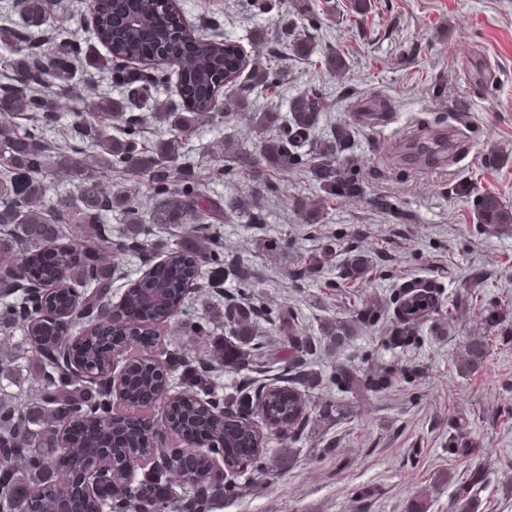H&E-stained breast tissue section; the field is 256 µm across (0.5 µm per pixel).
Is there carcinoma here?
I'll use <instances>...</instances> for the list:
<instances>
[{"label":"carcinoma","mask_w":512,"mask_h":512,"mask_svg":"<svg viewBox=\"0 0 512 512\" xmlns=\"http://www.w3.org/2000/svg\"><path fill=\"white\" fill-rule=\"evenodd\" d=\"M86 8L95 12L97 44H84L78 39L56 36L51 47L33 42L0 24V44L7 47L11 57L6 67L13 75L38 71L44 80L61 79L69 83L55 92L41 90L43 80L27 86L4 87L0 94V112L11 117L25 116L29 124L12 131L10 138L0 140V239L12 247L0 250V264L7 266L19 253L25 255L27 277L45 283L48 293L44 303L53 311L69 307L71 290L85 289L83 309L74 315L75 332L83 329L84 321L94 317L100 304L112 297V260H122L139 247V225L145 219L154 224H211L244 218L248 224H262L265 202L281 193L279 177L307 170L319 193L313 202L299 203L300 208L315 210L331 201L361 196L364 192L353 156L356 133L352 124L335 126L321 138L315 137L325 103L322 93L307 89L291 99L285 121L274 116L264 120L266 133L259 143L258 157L245 150L232 156L235 166L224 168L223 158L217 157L212 170L220 176L238 174L255 181L256 189L248 211L238 202L223 203L211 199L200 188L196 171L191 164L175 166L180 158L182 138L191 135L202 121L223 116L239 104L237 97L224 91L225 78L240 77L246 59L239 46L231 40L215 36H186L182 20L167 0H85ZM24 17L29 28L49 24L47 0H24ZM297 21L290 13L280 16L271 30V42L287 45L296 54L305 55L310 44L297 34ZM105 46L101 53L97 45ZM165 52L185 57L189 65L180 78L182 108L169 109L156 105L148 116L151 121L169 128L172 138L161 140L151 148L137 141L143 125L136 111L150 97L151 85L128 62L150 56L157 58ZM102 73L107 81L123 90V97L113 99L96 94L82 97V107L75 112L74 138L93 148L92 163L84 168L74 155L82 150L67 149L48 135L51 125L61 111V99L70 96L76 76L88 70ZM252 81L267 94L279 92L282 72L271 61L265 68L250 74ZM119 127L122 137L112 135V125ZM311 146L307 152L305 146ZM55 159L63 171L73 174L76 193L63 192L46 200L47 186L43 167ZM145 176L150 183L147 200L135 197L114 199L105 194L103 178L112 173ZM448 194L472 199L479 223L488 226L512 224V210L500 199L485 193L472 195L470 185L463 181L448 188ZM118 209L123 213L125 231H116L103 220V213ZM80 241V255L72 244ZM212 266L211 279L233 278L240 287H252L253 272L242 255L224 257L219 245L206 252L180 245L166 252L147 281L140 285L127 284L122 295L121 310L131 321L149 320L167 323L177 318L185 305L187 288L200 278L195 266L198 256ZM372 264L365 256L355 255L343 266L342 280L350 285L368 282ZM0 294L13 297V302L0 307V334L22 331L31 346L50 343L61 334L53 321L30 322L25 316L31 303L26 290L10 280L0 281ZM441 293L434 281L417 279L401 286L396 297L394 323L389 329V342L406 347L420 323L443 309L453 313L473 306V294L451 296L448 303L440 300ZM256 314L252 303L246 301L228 309L225 319L236 325L234 340L212 338L204 347L205 360L197 364L180 357L169 356L168 364L183 367L186 388L199 395L214 386V372L224 368L246 367L252 362L251 330L248 319ZM279 331L288 348V367L306 378L315 374L305 369L307 358L316 355L320 341L303 335L295 315L279 318ZM492 343L487 336H474L466 349L465 366L471 367L487 358ZM77 357L97 365L105 356L101 342L81 345ZM39 376L47 396L45 412L34 410L17 397L0 398V506L4 512H34L36 500L58 491L57 484L46 471L44 458L32 454L30 438L43 441L44 448L57 447L58 431L54 421L61 414L87 417L86 427L73 435L79 456L90 459L98 454L104 437L128 434V421L117 418L109 424H98L93 415V403L86 392L85 381L69 374L67 368L50 353L43 354ZM131 388L127 400L133 406H145L157 389L154 360L146 355H131ZM26 368L20 356L0 357V380H10ZM341 389L358 394L363 376L346 369L340 374ZM224 408V421L212 419L210 412L197 406L177 408L178 428H192L224 436V459L228 468L246 466L254 472L263 471V452L255 451L257 440L243 414L250 407L263 410L264 420L276 432L297 436L312 411L309 399L293 386H271L251 398L236 390L217 399ZM473 453L471 443L462 434L448 437V457L465 458ZM139 475L119 489L106 481L90 504L92 512H166L168 501L159 490L170 483L171 470L165 466L142 465ZM454 485L456 508L470 512L478 502L479 493L486 487L487 475L472 469L462 477L448 475Z\"/></svg>","instance_id":"obj_1"}]
</instances>
